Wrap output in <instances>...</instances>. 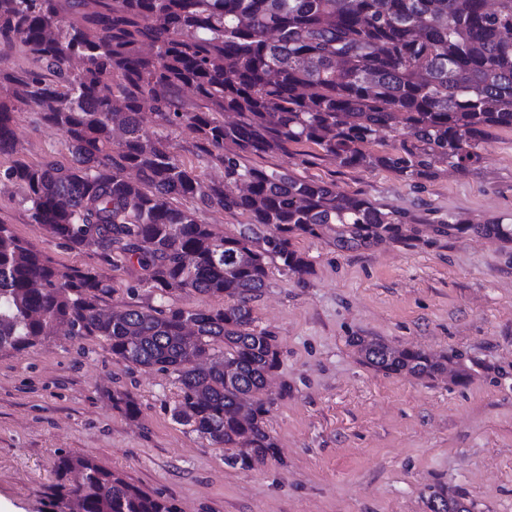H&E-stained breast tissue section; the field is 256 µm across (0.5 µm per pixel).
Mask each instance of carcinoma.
I'll return each mask as SVG.
<instances>
[{
	"mask_svg": "<svg viewBox=\"0 0 512 512\" xmlns=\"http://www.w3.org/2000/svg\"><path fill=\"white\" fill-rule=\"evenodd\" d=\"M1 44L31 64L0 69V153L14 150L17 101L65 134L71 157L67 167L16 160L3 172L22 189L30 223L72 249L96 247L108 264L138 265L148 288L222 297L224 306L106 311L104 275H61L0 224V350L53 333L95 337L118 362L169 373L181 390L174 419L243 469L277 454L265 388L279 351L275 336L253 328L251 303L271 264L308 273L288 234L331 231L336 248L356 250L401 239L416 223L334 182L248 168L243 155L312 144L341 167L427 179L444 164L477 168L491 131L512 130V0H0ZM144 112L191 129L224 180H201L143 127ZM383 130L397 144L375 154L368 147ZM212 209L248 222L217 237L200 218ZM468 231L512 238L500 221L450 216L436 228ZM354 345L378 371L446 369L420 351ZM112 403L139 415L125 393ZM54 474L56 512H177L83 453L59 455ZM427 508L470 512L443 489Z\"/></svg>",
	"mask_w": 512,
	"mask_h": 512,
	"instance_id": "1",
	"label": "carcinoma"
}]
</instances>
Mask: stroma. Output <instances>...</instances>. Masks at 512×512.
Wrapping results in <instances>:
<instances>
[{"label":"stroma","mask_w":512,"mask_h":512,"mask_svg":"<svg viewBox=\"0 0 512 512\" xmlns=\"http://www.w3.org/2000/svg\"><path fill=\"white\" fill-rule=\"evenodd\" d=\"M203 181L222 168L198 160L194 135L147 115ZM22 160L67 164L61 131L16 104ZM308 163L291 155H245L249 167L288 168L335 182L376 207L424 218L416 239L340 250L333 233L294 235L307 274L270 268L253 303V326L270 331L280 366L269 387L266 426L279 453L263 465H228L224 449L178 423L173 375L113 359L95 338L49 336L23 351H0V512H50L59 454L80 452L121 473L180 512H428L431 490L463 497L472 512H512V242L468 233L437 235L432 221L454 215L512 224V131H494L477 170L442 168L409 180L384 168H342L316 146ZM22 191L0 197V224L32 243L57 269L93 270L112 284L106 307L219 308L223 298L143 287L127 265L99 250H73L30 223ZM447 358L432 377L388 374L364 363L353 337ZM130 394L128 419L112 404Z\"/></svg>","instance_id":"1"}]
</instances>
